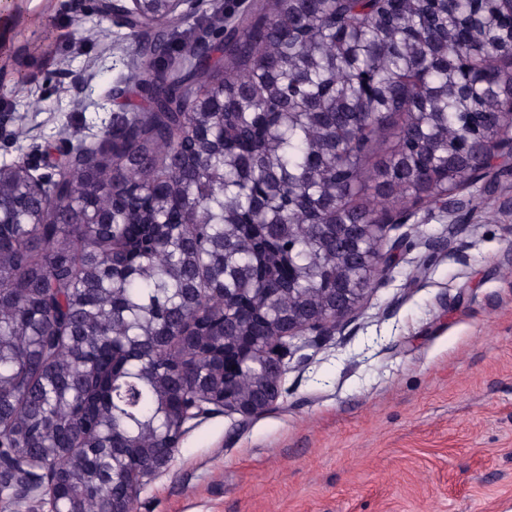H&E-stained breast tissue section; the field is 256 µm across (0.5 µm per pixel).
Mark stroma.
<instances>
[{"label":"stroma","instance_id":"stroma-1","mask_svg":"<svg viewBox=\"0 0 512 512\" xmlns=\"http://www.w3.org/2000/svg\"><path fill=\"white\" fill-rule=\"evenodd\" d=\"M0 1L14 21L0 107L21 130L0 163L63 137L98 146L116 116L144 111L123 83L127 31L96 0ZM250 2L210 0L177 46ZM405 231L347 328L290 360L276 406L195 421L133 512H512V165L466 223L420 206Z\"/></svg>","mask_w":512,"mask_h":512}]
</instances>
